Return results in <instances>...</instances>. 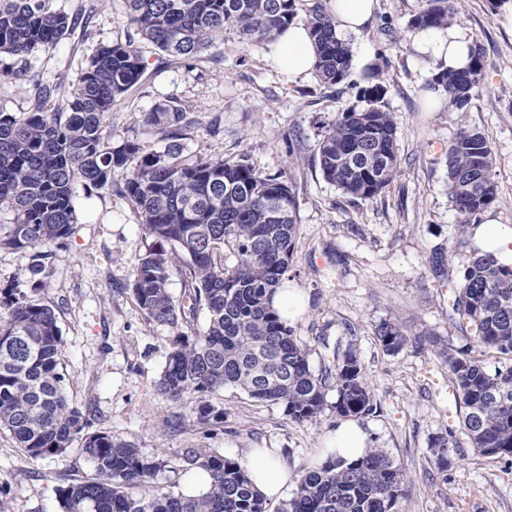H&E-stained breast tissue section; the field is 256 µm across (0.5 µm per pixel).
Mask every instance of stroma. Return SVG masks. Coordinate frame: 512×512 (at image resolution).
<instances>
[{
  "label": "stroma",
  "instance_id": "obj_1",
  "mask_svg": "<svg viewBox=\"0 0 512 512\" xmlns=\"http://www.w3.org/2000/svg\"><path fill=\"white\" fill-rule=\"evenodd\" d=\"M422 0H378L373 23L351 45H370L379 75L352 67L338 90L315 75L289 79L269 46L244 45L226 35L202 58L184 62L139 43L147 65L142 81L118 99L108 116L113 143L141 140L162 146L140 122L156 104L175 102L193 112L198 129L188 153L248 156L257 169L284 175L298 204L299 233L291 286L306 297L295 322L312 347L313 371L329 352L318 337L357 354L379 405L362 418L374 447L406 468L395 512H512V456L475 451L460 427L439 349L469 343L448 320V279H460L471 258L458 246L461 218L448 202L445 149L460 125L489 141L498 200L490 211L512 225V31L500 23L497 0H458V26L469 29L484 57V73L465 114L430 110L427 84L435 66L418 49L408 22ZM51 9L90 13L56 47L25 58L0 55V111H29L39 83L75 88L99 45L133 33L127 0H50ZM382 79L399 145L396 175L373 200H349L327 183L316 156L326 127L351 107H361L360 87ZM75 234L54 245L51 272L40 293L54 305L63 340L65 391L94 428L134 444L148 457L176 459L185 448L211 449L238 460L253 448H276L293 475L308 470L325 451L338 420L331 408L313 421L290 419L282 405L260 402L233 387L208 401L222 412L214 431L187 425L169 432L167 417L189 413L194 400L173 404L156 381L173 331L144 319L128 289L137 258L149 247L138 212L123 196L77 186ZM398 323L408 344L386 352L375 330ZM447 436L449 464L435 466L432 443ZM80 441L63 453L28 458L8 432H0V488L12 512H60L58 486L94 477Z\"/></svg>",
  "mask_w": 512,
  "mask_h": 512
}]
</instances>
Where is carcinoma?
Segmentation results:
<instances>
[{
  "instance_id": "obj_1",
  "label": "carcinoma",
  "mask_w": 512,
  "mask_h": 512,
  "mask_svg": "<svg viewBox=\"0 0 512 512\" xmlns=\"http://www.w3.org/2000/svg\"><path fill=\"white\" fill-rule=\"evenodd\" d=\"M138 39L183 61H194L227 33L243 44L271 45L295 24V0H127ZM457 0H424L409 20L414 29L445 28ZM80 22L50 9L47 0H0V54L25 58L49 49ZM305 26L315 44L314 73L326 88L340 86L352 68L348 40L336 34L322 3L309 6ZM146 65L133 39L99 47L61 111L46 103L58 92L39 84L35 103L20 115L0 112V206L13 213L0 225V248L31 252L30 278L50 271L51 247L69 238L75 224V183L116 191L138 211L152 247L135 263L128 289L144 319L179 331L156 387L176 404L191 394L193 423L216 427L206 396L233 386L262 402L282 404L298 422L313 421L336 392L340 417L378 411L356 354L336 346L320 372L311 370V348L272 306L291 266L299 231L295 195L284 176L266 175L245 157L185 154L198 122L179 105L160 104L144 114L147 130L165 147L145 150L127 139L115 145L107 129L114 102L136 86ZM483 72L481 49L468 66L438 71L432 84L454 112L468 110ZM386 86L359 89L365 107L337 116L317 144L321 174L345 196L372 200L397 168L396 126L384 106ZM448 197L463 218L461 234L497 200L493 152L482 133L461 125L445 153ZM127 171L121 180L119 170ZM184 278L176 301L170 275ZM0 430L10 433L33 460L66 451L81 435L96 476L57 488L61 512H270L240 463L186 448L185 470L203 469L206 490L166 492L154 479L168 468L162 455L145 457L91 422L64 394L62 336L55 309L37 290L0 293ZM207 314L194 329L197 313ZM452 311L470 328L471 345L442 349L461 427L482 455L512 454V266L490 255L473 256L459 280ZM189 328L190 333L183 332ZM379 341L397 353L409 337L394 322L378 325ZM499 366L487 367V358ZM406 481L402 465L380 448L348 462L330 457L299 476L293 497L276 512H394Z\"/></svg>"
}]
</instances>
